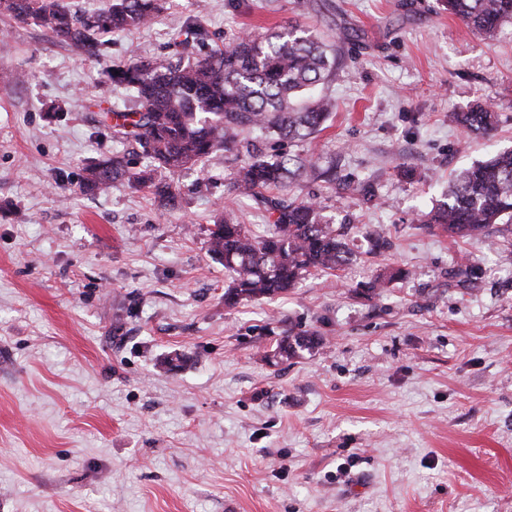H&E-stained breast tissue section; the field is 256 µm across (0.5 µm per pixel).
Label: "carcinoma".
<instances>
[{"label": "carcinoma", "instance_id": "1", "mask_svg": "<svg viewBox=\"0 0 512 512\" xmlns=\"http://www.w3.org/2000/svg\"><path fill=\"white\" fill-rule=\"evenodd\" d=\"M445 5L448 14L481 37L493 36L503 22L512 21V0H445ZM158 8L159 0H110L103 10L80 13L62 0H0L1 14L43 29L90 59L99 56L98 35L144 27ZM179 35L183 52L174 61L134 60L107 69L112 83L129 90L135 101L133 109L107 111L115 120L113 137L137 143L150 167L134 171L125 156L114 154L86 165L83 189L104 192L120 184L169 199L171 184L156 173L174 176L204 159L234 154L240 164L232 187L257 199L269 230L256 236L228 212L217 217L207 250L231 275L225 305L284 295L313 272L348 264L347 226L324 220L317 201L287 202L263 194L314 169L310 159L270 155L264 144L270 136L302 141L329 117L333 103L322 89L336 75L333 44L290 26L264 34L243 32L234 44L202 54L210 40L204 26L189 19ZM456 119L471 135H486L495 123L488 104L471 107ZM422 223L440 226L456 239L511 224L512 150L461 171L448 182L445 200L422 214ZM321 344L318 336L288 335L274 357L288 360Z\"/></svg>", "mask_w": 512, "mask_h": 512}]
</instances>
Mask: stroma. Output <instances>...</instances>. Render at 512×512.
Here are the masks:
<instances>
[{"instance_id": "1", "label": "stroma", "mask_w": 512, "mask_h": 512, "mask_svg": "<svg viewBox=\"0 0 512 512\" xmlns=\"http://www.w3.org/2000/svg\"><path fill=\"white\" fill-rule=\"evenodd\" d=\"M191 17L219 47L294 25L338 49L336 109L292 147L315 170L277 195L351 224L355 258L280 298L224 304L218 209L268 230L234 161L172 176V207L81 188L120 148L104 109L134 104L104 68L174 57ZM100 42L95 64L0 14V68L22 76L0 84V512H512V235L420 221L512 149V23L485 40L440 0H163ZM478 101L481 138L453 118ZM296 333L324 344L271 363Z\"/></svg>"}]
</instances>
